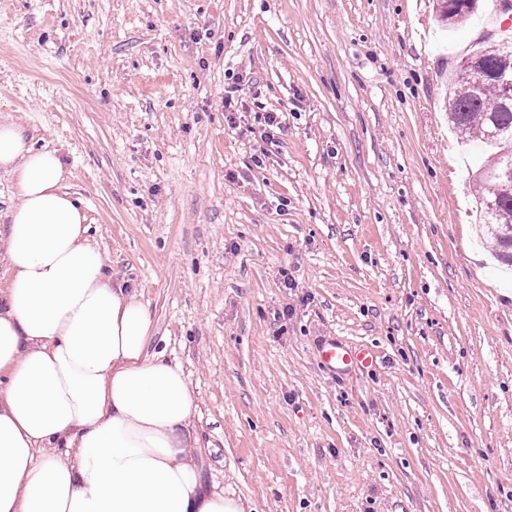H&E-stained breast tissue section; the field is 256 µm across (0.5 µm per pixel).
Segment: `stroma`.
I'll return each mask as SVG.
<instances>
[{
  "label": "stroma",
  "instance_id": "1",
  "mask_svg": "<svg viewBox=\"0 0 512 512\" xmlns=\"http://www.w3.org/2000/svg\"><path fill=\"white\" fill-rule=\"evenodd\" d=\"M441 29L436 0H0V124L57 152L245 512H512V279L446 112L499 20ZM331 340L375 366L329 373Z\"/></svg>",
  "mask_w": 512,
  "mask_h": 512
}]
</instances>
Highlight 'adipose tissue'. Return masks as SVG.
Here are the masks:
<instances>
[{
  "label": "adipose tissue",
  "mask_w": 512,
  "mask_h": 512,
  "mask_svg": "<svg viewBox=\"0 0 512 512\" xmlns=\"http://www.w3.org/2000/svg\"><path fill=\"white\" fill-rule=\"evenodd\" d=\"M0 168L19 191L0 226V512H244L205 491L183 373L148 352L150 313L113 281L59 156L3 124ZM54 442L64 458H37Z\"/></svg>",
  "instance_id": "obj_1"
}]
</instances>
